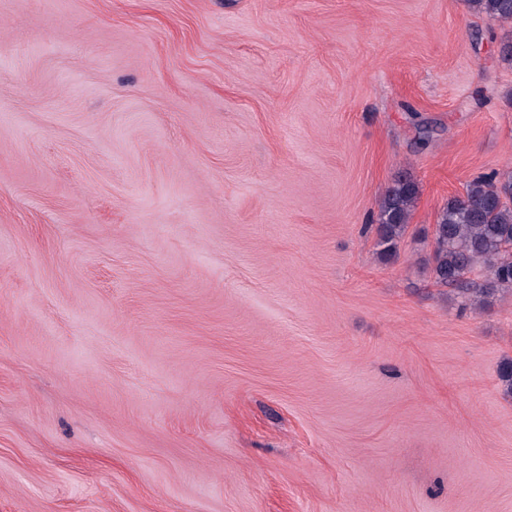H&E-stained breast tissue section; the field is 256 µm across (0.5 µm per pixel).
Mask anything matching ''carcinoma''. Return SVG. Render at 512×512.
Wrapping results in <instances>:
<instances>
[{"label": "carcinoma", "mask_w": 512, "mask_h": 512, "mask_svg": "<svg viewBox=\"0 0 512 512\" xmlns=\"http://www.w3.org/2000/svg\"><path fill=\"white\" fill-rule=\"evenodd\" d=\"M469 7L500 22H512V0H467ZM418 185L401 175L384 193L379 204L378 232L392 251L406 231ZM512 174L492 173L473 180L466 191L451 196L434 225V266L436 282L488 298L503 288L512 290ZM481 267L482 283L468 280Z\"/></svg>", "instance_id": "obj_1"}]
</instances>
